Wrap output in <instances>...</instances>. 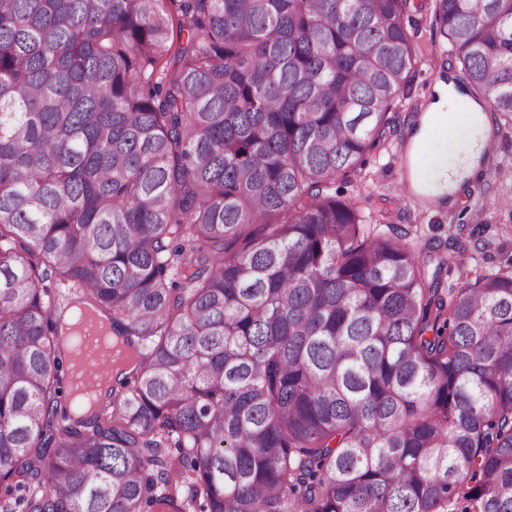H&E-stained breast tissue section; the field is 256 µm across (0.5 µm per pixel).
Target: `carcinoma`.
Returning a JSON list of instances; mask_svg holds the SVG:
<instances>
[{
  "label": "carcinoma",
  "mask_w": 512,
  "mask_h": 512,
  "mask_svg": "<svg viewBox=\"0 0 512 512\" xmlns=\"http://www.w3.org/2000/svg\"><path fill=\"white\" fill-rule=\"evenodd\" d=\"M410 7L0 0V512H512V271L442 288L333 192L393 133ZM431 20L512 121V0ZM78 306L124 373L84 413Z\"/></svg>",
  "instance_id": "carcinoma-1"
}]
</instances>
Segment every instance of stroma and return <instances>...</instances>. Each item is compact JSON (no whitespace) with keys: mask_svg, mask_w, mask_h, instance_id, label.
I'll return each instance as SVG.
<instances>
[{"mask_svg":"<svg viewBox=\"0 0 512 512\" xmlns=\"http://www.w3.org/2000/svg\"><path fill=\"white\" fill-rule=\"evenodd\" d=\"M430 12L431 0H413L408 29L415 36L421 63L391 114L390 141L368 156L367 187L356 194L340 182L336 193L355 198L363 212L386 211L390 224L405 231L410 243L432 244L451 254L455 265L443 277L445 288L451 289L474 281L482 272L512 267V210L501 205L512 198V177L506 174L512 167V121L499 119L488 147L491 162L502 165L503 175L491 180L477 172L437 208L401 197V146L434 100L437 84L458 70L443 37L431 25Z\"/></svg>","mask_w":512,"mask_h":512,"instance_id":"obj_1","label":"stroma"}]
</instances>
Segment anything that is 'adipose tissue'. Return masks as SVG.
Returning <instances> with one entry per match:
<instances>
[{"mask_svg":"<svg viewBox=\"0 0 512 512\" xmlns=\"http://www.w3.org/2000/svg\"><path fill=\"white\" fill-rule=\"evenodd\" d=\"M447 121L462 127L465 136L449 142L436 159L430 185L435 194L456 192L463 181L472 176L487 148L493 124L487 107L470 96L459 94L453 85H441L421 118V126L413 138L415 146L431 140L437 123Z\"/></svg>","mask_w":512,"mask_h":512,"instance_id":"adipose-tissue-1","label":"adipose tissue"}]
</instances>
